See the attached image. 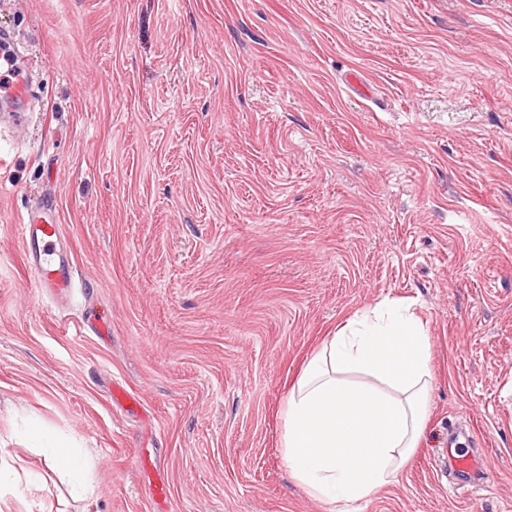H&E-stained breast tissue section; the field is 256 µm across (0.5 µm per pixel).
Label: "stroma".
<instances>
[{
	"label": "stroma",
	"mask_w": 512,
	"mask_h": 512,
	"mask_svg": "<svg viewBox=\"0 0 512 512\" xmlns=\"http://www.w3.org/2000/svg\"><path fill=\"white\" fill-rule=\"evenodd\" d=\"M0 29L33 81L26 129L0 112V507L512 512V0H0ZM47 198L65 304L15 227ZM386 298L429 336L422 436L396 483L322 503L282 411ZM36 428L77 449L89 501ZM452 432L483 463L468 499Z\"/></svg>",
	"instance_id": "35a3bbf8"
}]
</instances>
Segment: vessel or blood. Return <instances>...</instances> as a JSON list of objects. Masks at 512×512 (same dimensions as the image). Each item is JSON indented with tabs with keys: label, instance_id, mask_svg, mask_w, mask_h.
<instances>
[{
	"label": "vessel or blood",
	"instance_id": "1",
	"mask_svg": "<svg viewBox=\"0 0 512 512\" xmlns=\"http://www.w3.org/2000/svg\"><path fill=\"white\" fill-rule=\"evenodd\" d=\"M52 210V203L38 202L21 215L17 228L28 259V275L41 291L65 303L76 287L77 268L60 249L62 227L52 219ZM448 463L465 475L467 484L479 482L481 466L477 458L452 455Z\"/></svg>",
	"mask_w": 512,
	"mask_h": 512
}]
</instances>
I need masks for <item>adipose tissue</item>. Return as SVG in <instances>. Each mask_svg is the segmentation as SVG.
I'll use <instances>...</instances> for the list:
<instances>
[{
    "mask_svg": "<svg viewBox=\"0 0 512 512\" xmlns=\"http://www.w3.org/2000/svg\"><path fill=\"white\" fill-rule=\"evenodd\" d=\"M430 357L420 320L388 299L323 341L282 413L284 459L315 499L359 501L396 481L422 433Z\"/></svg>",
    "mask_w": 512,
    "mask_h": 512,
    "instance_id": "adipose-tissue-1",
    "label": "adipose tissue"
}]
</instances>
